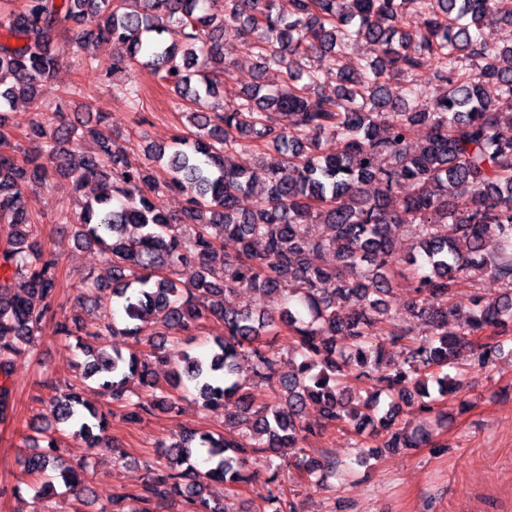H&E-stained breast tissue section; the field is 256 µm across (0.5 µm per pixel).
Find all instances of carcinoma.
Listing matches in <instances>:
<instances>
[{"mask_svg": "<svg viewBox=\"0 0 512 512\" xmlns=\"http://www.w3.org/2000/svg\"><path fill=\"white\" fill-rule=\"evenodd\" d=\"M206 0H25L23 9L0 20V103L36 101L38 87L53 77L67 45L52 40L72 34L73 56L85 43L114 46L112 71L140 63L173 84L177 106L212 99L210 111L186 113L197 129L193 141L152 152L165 161L164 179L112 152L110 139L93 132L97 149L73 150L78 127L56 120L59 112L38 113L27 138L46 146L49 162L67 167L79 182H102L95 203L83 207L77 239L106 255L112 269L110 294L124 315V327L102 319L73 330L85 359L82 379L95 382L109 402L121 404L122 420L137 423L171 403V391L190 383L206 409L236 405L230 424L249 434L220 438L185 432L165 451V461H147L142 485L112 499L118 512H157L180 497L186 512H229L205 495L206 481L249 483L252 455L289 452L312 485L336 466L302 454L301 442L317 429L301 421L307 402L320 407L323 421L390 433V448L430 443L423 424L397 426L400 404L419 403L426 415H443L435 405L459 389L445 369L461 353L482 367L492 346L481 342L488 330L512 338V209L500 206L512 195V45L494 47L479 36L487 19L512 25L509 0H224L220 17ZM239 25L242 47L256 57L258 72L282 66L286 79L275 89L257 82L237 96L221 98L222 77L234 66L236 49L224 47V28ZM180 28L179 44H165V29ZM375 47L377 56L355 67L339 64L352 38ZM176 73H171V70ZM442 84L430 105L410 101L428 95L425 70ZM493 86L497 95H487ZM293 118L290 128L275 115ZM416 127L426 129L421 144L411 142ZM336 140V152L317 153L322 139ZM268 146L277 158L265 168L268 192L247 204L256 179L244 164L225 155ZM389 159L386 167L378 157ZM52 169L33 157L17 159L0 131V414L12 400L17 362L53 319L51 301L60 287L59 261L45 257L24 186L48 181ZM375 184L370 193L366 186ZM402 184L411 192L396 197ZM469 184L473 194L457 193ZM179 190L186 205L177 216L160 197ZM323 218L328 235L311 232ZM194 226L186 237L179 227ZM392 224L416 227L417 251L400 256L389 235ZM237 242L226 252L219 239ZM496 242L486 252V242ZM332 251L336 264L314 263ZM194 263L198 278L183 288L179 269ZM405 273L416 282L405 311L427 324V337L402 348L390 372L379 376L391 401L381 410L380 393L363 397L353 383L379 372L385 357L377 336L396 344L411 336L400 331L393 281ZM487 274L501 293L468 299L465 320L455 332L458 285ZM22 280L13 287L15 279ZM334 282L336 287L327 284ZM285 295L278 317L258 305L224 306V295ZM355 301L344 316L336 301ZM224 322V335L205 355L186 353L166 384L155 378L151 359L135 352L107 351L114 335L162 349L164 331H186L202 318ZM286 331L288 359L262 340ZM247 362L252 381L274 389L258 399L238 377ZM437 385L431 397L428 381ZM133 381L149 391L132 399ZM52 416L86 447H109L112 411L88 405L71 386L50 396ZM56 441L32 440L24 455L27 474L44 479L38 500L57 495L55 481L69 490L79 474L62 464Z\"/></svg>", "mask_w": 512, "mask_h": 512, "instance_id": "cac0c4a2", "label": "carcinoma"}]
</instances>
